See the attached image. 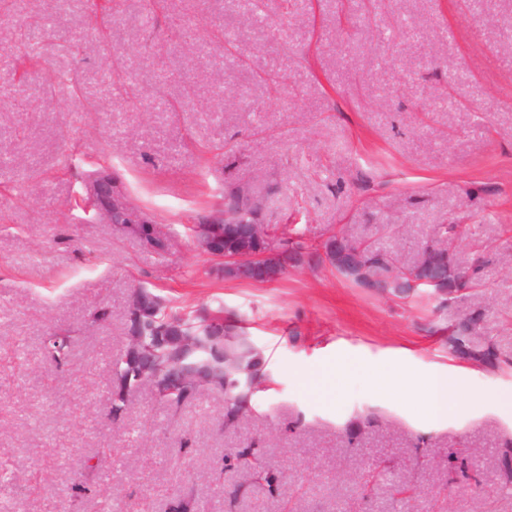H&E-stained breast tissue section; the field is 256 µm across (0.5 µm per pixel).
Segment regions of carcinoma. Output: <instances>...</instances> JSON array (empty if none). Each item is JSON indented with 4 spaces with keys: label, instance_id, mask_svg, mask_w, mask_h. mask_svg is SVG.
<instances>
[{
    "label": "carcinoma",
    "instance_id": "carcinoma-1",
    "mask_svg": "<svg viewBox=\"0 0 512 512\" xmlns=\"http://www.w3.org/2000/svg\"><path fill=\"white\" fill-rule=\"evenodd\" d=\"M92 11L97 17L94 28L84 34V38L104 43L107 41L110 17L117 7L114 0H94ZM267 200L252 196L239 190L231 191L224 197V206L245 210L252 214L261 213L266 208ZM459 233L458 225L441 226L438 240H430L417 253L413 261L402 263L388 252L372 248L364 240L354 237L331 236L324 244L326 258L336 270L361 283L357 269H343V253L354 250L359 253L360 266L379 278L380 287L386 292L395 293L397 279L405 271L420 270L417 277H422L421 270L434 265L447 273L440 287L450 293L473 290L480 286L479 264L463 266L455 259L453 243ZM222 247L231 251L267 253L278 260L279 272H284L288 259L300 261L309 246L302 240L280 239L272 237L266 240H246L234 229L224 236ZM151 294L146 288L132 291L126 311L128 337L141 338V345L152 351L153 361L145 366L140 353L131 348V341H126L119 355L112 360V381L110 387L108 415L114 421L124 418L132 398L141 392H147L155 402L163 407L178 411L199 400L207 393L219 397L224 402V425H236L243 418L252 415V399L256 390L240 386L246 379L261 385L265 380L262 371V358L243 333L230 323L224 325V334L215 335L216 315L192 316L177 311L174 307L157 298L153 303L148 298ZM194 340L196 350L191 357L185 356L183 340ZM76 337L68 333L48 336L43 341L45 356L58 367L70 365ZM448 348L456 355L482 366H491L492 351L490 340L483 336L479 319L467 317L462 326H454L448 334ZM198 364L210 369V380L197 384L191 380L171 388L169 379L178 372H188L191 365ZM107 449H102L101 457L87 465L84 479L75 486L73 496L74 512H83L86 500L101 492V481L105 474ZM234 470L241 474L238 488H262L274 499L283 491V483L278 472L270 469L263 461L261 449L251 442L240 448H232L224 454L221 468L210 473L212 481L224 484V471ZM167 512H200L196 498L179 490L173 492L166 505Z\"/></svg>",
    "mask_w": 512,
    "mask_h": 512
}]
</instances>
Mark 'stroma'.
I'll return each mask as SVG.
<instances>
[{
  "label": "stroma",
  "mask_w": 512,
  "mask_h": 512,
  "mask_svg": "<svg viewBox=\"0 0 512 512\" xmlns=\"http://www.w3.org/2000/svg\"><path fill=\"white\" fill-rule=\"evenodd\" d=\"M93 24L87 0H0V512H71L107 447L108 497L91 512H166L176 488L223 512L209 473L246 441L298 512H512L497 493L512 413L494 401L512 391V0H167L159 19L122 0L104 46L85 39ZM215 27L234 53L209 41ZM23 29L42 56L26 77ZM116 60L133 93L113 86ZM73 71L77 98L53 85ZM103 158L163 249L75 207ZM234 187L269 196L273 236L317 249L344 231L406 261L460 225L456 259L480 261L483 286L394 296L315 260L272 282L226 278L192 227ZM138 286L242 328L267 376L247 421L221 429L212 396L173 416L145 393L121 423L106 417ZM95 305L111 316L90 326ZM474 313L498 368L448 351V326ZM60 331L78 339L63 369L43 351ZM391 364L459 376L484 402L431 421L422 402L375 392ZM186 433L196 455L177 452ZM452 449L466 474H450Z\"/></svg>",
  "instance_id": "obj_1"
}]
</instances>
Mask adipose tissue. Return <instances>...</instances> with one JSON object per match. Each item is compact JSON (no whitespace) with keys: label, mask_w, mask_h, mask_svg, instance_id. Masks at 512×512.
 Segmentation results:
<instances>
[{"label":"adipose tissue","mask_w":512,"mask_h":512,"mask_svg":"<svg viewBox=\"0 0 512 512\" xmlns=\"http://www.w3.org/2000/svg\"><path fill=\"white\" fill-rule=\"evenodd\" d=\"M402 389L419 396L426 404L428 416L434 420L447 418L460 409H471L481 404L482 398L471 389L461 386L457 378L437 372L422 379H409L393 372L376 387L377 392L393 393Z\"/></svg>","instance_id":"adipose-tissue-1"}]
</instances>
